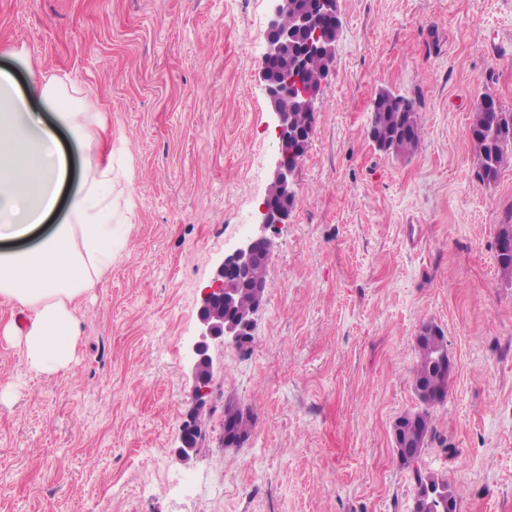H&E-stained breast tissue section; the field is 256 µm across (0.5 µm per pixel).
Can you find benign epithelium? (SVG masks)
I'll use <instances>...</instances> for the list:
<instances>
[{"label":"benign epithelium","instance_id":"7a95c632","mask_svg":"<svg viewBox=\"0 0 512 512\" xmlns=\"http://www.w3.org/2000/svg\"><path fill=\"white\" fill-rule=\"evenodd\" d=\"M271 16L266 31V52L260 76L264 82L275 130L280 142V151L273 163L271 183L280 194L296 198L294 174L304 152L301 145L310 141L313 128L297 133L292 130L291 110L310 112L321 85L310 86L304 74L308 59L312 55L331 62L336 55V40L330 28L338 20L337 0H312L306 11L293 16L292 24L283 27L282 17L292 7L290 0H270ZM292 209L273 200L263 199L258 206L253 230L238 246L224 255L215 268L213 277L201 291L198 319L199 334L188 349V367L193 379V417H198L209 403L210 385L213 379L211 344L221 342L236 347L245 345V338L253 334L256 319L264 300L256 301L247 311L234 315L239 292L236 281L250 267L254 256L264 251L272 257L274 242L270 232L281 224L288 223ZM407 417L396 419L392 426V448L398 460L407 458Z\"/></svg>","mask_w":512,"mask_h":512}]
</instances>
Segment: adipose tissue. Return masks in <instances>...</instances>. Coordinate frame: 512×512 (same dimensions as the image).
<instances>
[{
  "instance_id": "obj_1",
  "label": "adipose tissue",
  "mask_w": 512,
  "mask_h": 512,
  "mask_svg": "<svg viewBox=\"0 0 512 512\" xmlns=\"http://www.w3.org/2000/svg\"><path fill=\"white\" fill-rule=\"evenodd\" d=\"M34 101L53 111L55 125L31 111ZM59 125L89 150L105 133L99 113L86 111L62 79L33 72L22 90L0 70V299L21 312L0 335L18 345L37 376L70 369L81 338L76 303L111 270L129 224L130 208L115 192L124 166L88 160L65 222L35 236L57 209L68 177Z\"/></svg>"
}]
</instances>
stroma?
<instances>
[{"instance_id":"stroma-1","label":"stroma","mask_w":512,"mask_h":512,"mask_svg":"<svg viewBox=\"0 0 512 512\" xmlns=\"http://www.w3.org/2000/svg\"><path fill=\"white\" fill-rule=\"evenodd\" d=\"M291 219L273 236L247 350L214 345L205 439L185 358L201 289L244 238L279 142L259 73L267 0H0V68L68 78L131 172L134 218L77 305L71 369L31 376L0 337V512H411L391 427L419 406L414 347L452 373L420 465L456 512H512V283L496 262L512 167L482 181L483 91L512 112V0H338ZM383 89L415 98L419 150L368 131ZM255 418L224 445V405ZM439 332V331H438ZM439 337H425L423 341L417 339L415 347V360L413 367V381H426L428 384L448 386L447 378L437 381L436 376L439 372L437 362L439 360H448V348L444 336L439 332ZM448 360V368L451 364Z\"/></svg>"}]
</instances>
